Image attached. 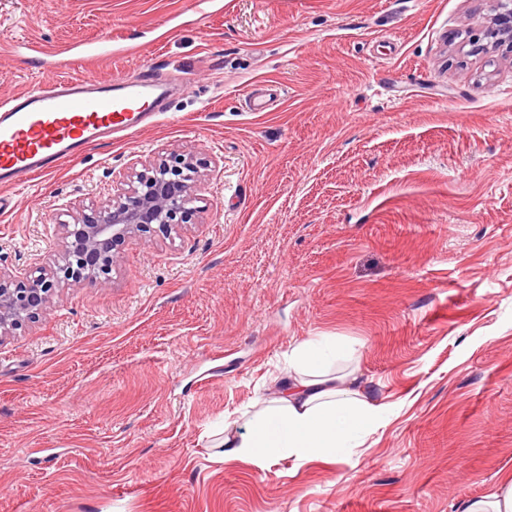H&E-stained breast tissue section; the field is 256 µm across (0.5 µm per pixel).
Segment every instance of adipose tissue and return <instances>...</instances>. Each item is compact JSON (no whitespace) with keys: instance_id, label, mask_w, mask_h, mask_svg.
<instances>
[{"instance_id":"ef3b65f1","label":"adipose tissue","mask_w":512,"mask_h":512,"mask_svg":"<svg viewBox=\"0 0 512 512\" xmlns=\"http://www.w3.org/2000/svg\"><path fill=\"white\" fill-rule=\"evenodd\" d=\"M333 342L314 336L288 354L290 372L276 391L258 400L243 429L224 425V457L263 465L273 454L334 457L372 430L381 407L360 387L354 371H338Z\"/></svg>"}]
</instances>
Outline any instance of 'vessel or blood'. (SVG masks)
Segmentation results:
<instances>
[{"instance_id": "obj_1", "label": "vessel or blood", "mask_w": 512, "mask_h": 512, "mask_svg": "<svg viewBox=\"0 0 512 512\" xmlns=\"http://www.w3.org/2000/svg\"><path fill=\"white\" fill-rule=\"evenodd\" d=\"M166 89L152 75L115 93L85 74L46 78L42 86L0 103V184L14 186L78 159L84 150L138 126Z\"/></svg>"}]
</instances>
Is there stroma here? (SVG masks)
Instances as JSON below:
<instances>
[{
  "mask_svg": "<svg viewBox=\"0 0 512 512\" xmlns=\"http://www.w3.org/2000/svg\"><path fill=\"white\" fill-rule=\"evenodd\" d=\"M494 0H0V101L56 66L193 80L152 124L0 187V266L50 261L65 205L142 155L211 172L180 239L119 246L0 341V512H460L512 479V44ZM281 94L263 112L247 96ZM312 336L381 425L337 459L224 461L225 423Z\"/></svg>",
  "mask_w": 512,
  "mask_h": 512,
  "instance_id": "35a3bbf8",
  "label": "stroma"
}]
</instances>
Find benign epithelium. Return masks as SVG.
Instances as JSON below:
<instances>
[{
    "mask_svg": "<svg viewBox=\"0 0 512 512\" xmlns=\"http://www.w3.org/2000/svg\"><path fill=\"white\" fill-rule=\"evenodd\" d=\"M495 2L492 35L512 42V0ZM201 168L191 152L171 160L148 156L128 174L126 195L134 202L120 195L91 208L68 205L70 220L54 227L59 251L52 267L27 273L0 267V340L53 312L64 288L83 281L109 287L120 244L151 231L165 239L180 235L196 188L207 177Z\"/></svg>",
    "mask_w": 512,
    "mask_h": 512,
    "instance_id": "7a95c632",
    "label": "benign epithelium"
}]
</instances>
